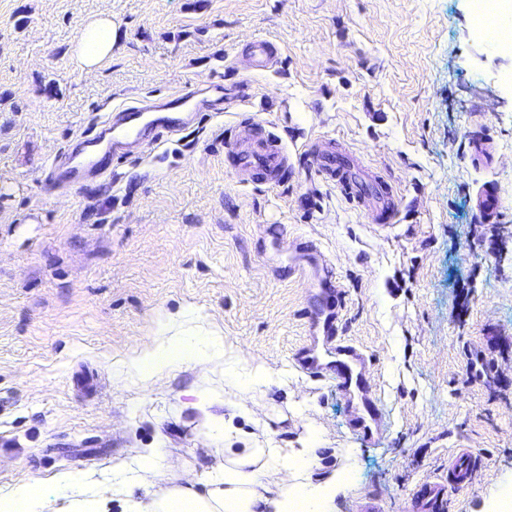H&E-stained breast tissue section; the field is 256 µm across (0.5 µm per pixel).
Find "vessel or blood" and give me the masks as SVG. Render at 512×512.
Instances as JSON below:
<instances>
[{"label": "vessel or blood", "instance_id": "vessel-or-blood-1", "mask_svg": "<svg viewBox=\"0 0 512 512\" xmlns=\"http://www.w3.org/2000/svg\"><path fill=\"white\" fill-rule=\"evenodd\" d=\"M277 54L273 43L255 41L240 69L245 73L267 69ZM185 129L180 116L171 111H155L152 101L128 104L106 114L86 132L76 154L77 164L82 167L110 161L118 165L132 157L136 143L144 135H176ZM228 155L234 161L239 184H282L294 176L295 164L300 161L313 167L329 186L365 215L368 223L383 227L398 216L399 199L391 184L379 173L369 172L360 158L337 149L335 140L316 138L295 153L279 135L268 130L230 141ZM477 207L482 223L495 224L501 220L503 202L493 182L481 187ZM294 249L307 262L314 291L307 301L313 336L294 352L292 362L300 373L335 391L351 408L350 431L372 441L388 425L372 372L373 357L338 333L344 291L319 246L313 240L300 239ZM481 466L479 455L465 449L458 451L449 457L446 473L417 486L408 500V512H450L453 493L469 488Z\"/></svg>", "mask_w": 512, "mask_h": 512}]
</instances>
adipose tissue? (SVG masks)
<instances>
[{
    "mask_svg": "<svg viewBox=\"0 0 512 512\" xmlns=\"http://www.w3.org/2000/svg\"><path fill=\"white\" fill-rule=\"evenodd\" d=\"M120 32L110 16L91 20L80 33L75 52L86 69L96 68L112 52ZM194 350L176 342H150L130 360L148 374L178 360L194 359ZM318 462L315 446L304 448H244L224 451L206 493L192 487H164L136 502L137 512H331L335 482L313 484Z\"/></svg>",
    "mask_w": 512,
    "mask_h": 512,
    "instance_id": "ef3b65f1",
    "label": "adipose tissue"
}]
</instances>
